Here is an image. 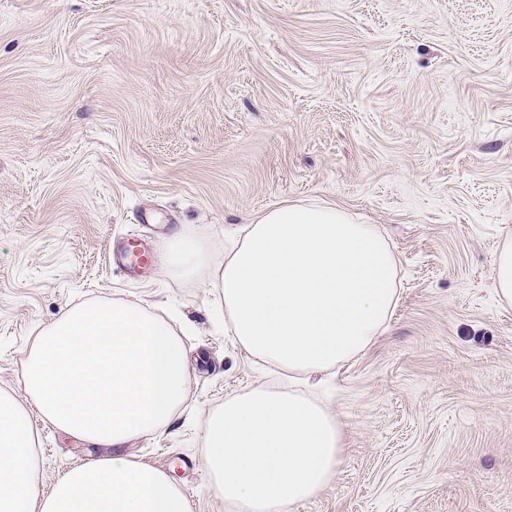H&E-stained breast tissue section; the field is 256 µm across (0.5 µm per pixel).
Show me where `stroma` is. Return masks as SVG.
Wrapping results in <instances>:
<instances>
[{
  "label": "stroma",
  "mask_w": 512,
  "mask_h": 512,
  "mask_svg": "<svg viewBox=\"0 0 512 512\" xmlns=\"http://www.w3.org/2000/svg\"><path fill=\"white\" fill-rule=\"evenodd\" d=\"M284 200L380 225L389 328L330 370L333 482L294 512H512V0H0V388L23 396L34 332L91 297L185 329L188 399L125 454L173 473L190 512H232L204 421L282 388L224 328L215 289L167 276L185 226L224 236ZM149 252L146 268L110 255ZM39 489L102 451L36 422ZM492 280L497 296L512 303V243L506 242L499 251L493 270Z\"/></svg>",
  "instance_id": "obj_1"
}]
</instances>
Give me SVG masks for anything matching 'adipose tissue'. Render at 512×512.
<instances>
[{
	"label": "adipose tissue",
	"instance_id": "1",
	"mask_svg": "<svg viewBox=\"0 0 512 512\" xmlns=\"http://www.w3.org/2000/svg\"><path fill=\"white\" fill-rule=\"evenodd\" d=\"M164 271L217 289L248 353L292 374L322 373L383 335L399 300L396 257L377 225L327 202L285 201L242 225L212 260L203 233L163 243ZM189 369L174 328L142 304L93 299L33 337L24 399L0 389V512H190L165 471L118 453L163 432L183 406ZM105 455L62 473L40 495L33 415ZM211 485L238 512H293L343 462L329 405L258 385L204 423Z\"/></svg>",
	"mask_w": 512,
	"mask_h": 512
}]
</instances>
